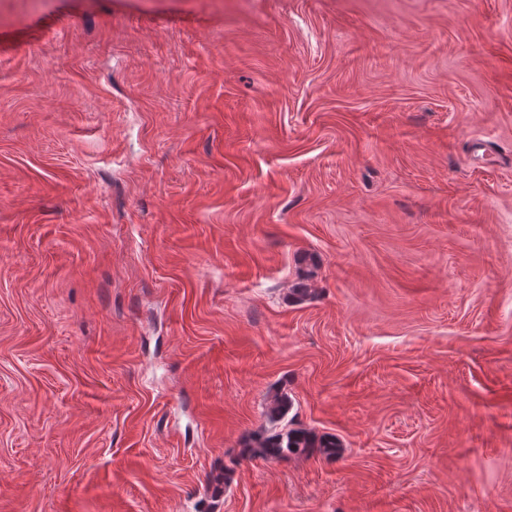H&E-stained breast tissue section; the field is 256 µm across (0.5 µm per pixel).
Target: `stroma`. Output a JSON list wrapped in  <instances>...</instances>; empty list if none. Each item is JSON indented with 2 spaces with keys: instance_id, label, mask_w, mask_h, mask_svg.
Segmentation results:
<instances>
[{
  "instance_id": "1",
  "label": "stroma",
  "mask_w": 512,
  "mask_h": 512,
  "mask_svg": "<svg viewBox=\"0 0 512 512\" xmlns=\"http://www.w3.org/2000/svg\"><path fill=\"white\" fill-rule=\"evenodd\" d=\"M0 512H512V0H0ZM342 446L336 437L317 435L305 429L282 426L279 430L252 436L245 454L252 459L285 461L293 456H310L318 453L326 458H336Z\"/></svg>"
}]
</instances>
